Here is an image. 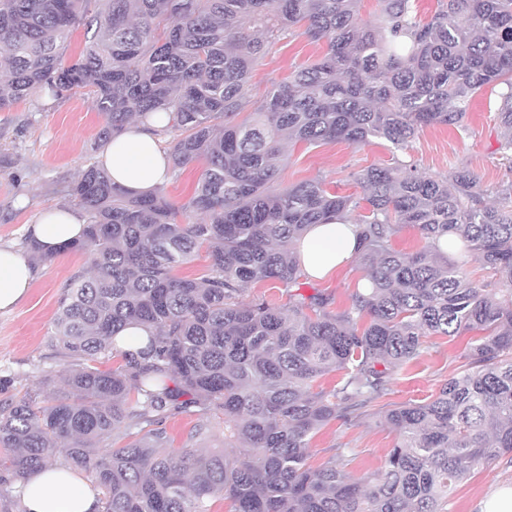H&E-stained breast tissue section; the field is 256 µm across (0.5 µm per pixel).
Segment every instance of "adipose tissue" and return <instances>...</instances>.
<instances>
[{"label":"adipose tissue","instance_id":"obj_1","mask_svg":"<svg viewBox=\"0 0 512 512\" xmlns=\"http://www.w3.org/2000/svg\"><path fill=\"white\" fill-rule=\"evenodd\" d=\"M100 160L117 184L145 193L171 176L167 154L157 137L140 123H132L106 144ZM81 214L71 208L44 213L29 225L31 236L47 252L76 240L83 232ZM356 227L340 221L315 224L296 241L295 251L303 271L324 278L353 257ZM35 273L25 257L9 246H0V312L12 310L27 295ZM22 512H99L100 491L77 470L61 465L36 472L18 484Z\"/></svg>","mask_w":512,"mask_h":512}]
</instances>
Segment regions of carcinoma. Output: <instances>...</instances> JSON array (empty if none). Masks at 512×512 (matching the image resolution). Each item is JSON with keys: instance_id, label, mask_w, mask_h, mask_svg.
Returning a JSON list of instances; mask_svg holds the SVG:
<instances>
[{"instance_id": "cac0c4a2", "label": "carcinoma", "mask_w": 512, "mask_h": 512, "mask_svg": "<svg viewBox=\"0 0 512 512\" xmlns=\"http://www.w3.org/2000/svg\"><path fill=\"white\" fill-rule=\"evenodd\" d=\"M362 0H0V111L35 94L85 89L106 120L99 140L132 118L161 114L179 171L202 163L182 224L163 187L144 195L91 163L69 187L86 218L61 251L87 255L92 275L61 294L52 342L79 361L62 387L0 402V448L14 485L65 464L90 472L103 512H447L448 495L478 465L512 453V185L481 204L477 177L370 167L363 195L328 193L318 180L277 184L288 141L403 150L423 128L461 127L473 97L497 90L500 153L512 154V0H446L421 21L413 0H380L375 23ZM299 25L325 54L272 85L250 107L249 78L266 40ZM90 37L76 60L66 43ZM252 109L251 119L236 115ZM354 220L370 287L349 307L301 292L293 245L312 224ZM405 227L425 240L397 250ZM463 245L456 259L439 254ZM206 249L212 272L175 269ZM477 254L497 277L488 292L467 276ZM288 289V312L244 300L257 282ZM136 322L144 350L115 338ZM480 331L462 370L435 399L384 414L395 444L384 465L356 475L338 448L307 465L331 421L351 425L387 394L428 336ZM120 357L102 370L104 356ZM334 373L333 389L317 386ZM137 398H132V395ZM224 413L223 453L170 448L161 416ZM137 429L136 434L129 430ZM126 432L120 448L105 442Z\"/></svg>"}]
</instances>
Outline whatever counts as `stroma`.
Here are the masks:
<instances>
[{
  "label": "stroma",
  "mask_w": 512,
  "mask_h": 512,
  "mask_svg": "<svg viewBox=\"0 0 512 512\" xmlns=\"http://www.w3.org/2000/svg\"><path fill=\"white\" fill-rule=\"evenodd\" d=\"M326 51L322 41H312L298 31L271 44L250 78V100L260 102L272 83L288 77L297 68L314 62ZM465 129L446 125L424 128L408 147L396 150L383 140L354 147L344 142L318 146H290L289 158L280 168L278 181L289 186L305 180L321 181L328 192L358 195L357 178L372 166L416 165L420 173L444 176L464 167L480 181L485 204L498 202L503 184H512V165L498 151L502 130L496 116V96L483 90L473 98ZM105 124L85 90L63 93L57 100L33 96L0 111V244L29 253L26 228L52 207H70L74 201L69 186L84 168L98 161L103 149L99 133ZM36 277L29 294L8 313H0V377L10 381L8 395L36 390L38 372L53 368L64 375L74 367L71 359L56 357L50 336L54 330L58 301L74 274L90 268L85 255L55 254L51 261L33 260ZM364 284L357 260H350L331 275L311 280L310 285L332 298V311L345 310L352 292ZM468 336L428 338L416 360L396 375L391 390L351 426L334 421L312 440L311 466L327 461L331 449L348 451L351 472L361 474L383 466L394 433L384 422L389 408L403 403L431 401L441 385L457 372ZM198 415L183 413L162 420L169 445L193 446L207 452L224 448V415L212 411L207 428L197 432ZM512 486V454L491 466L476 469L459 484L448 502V512H479L478 504L495 489Z\"/></svg>",
  "instance_id": "obj_1"
}]
</instances>
